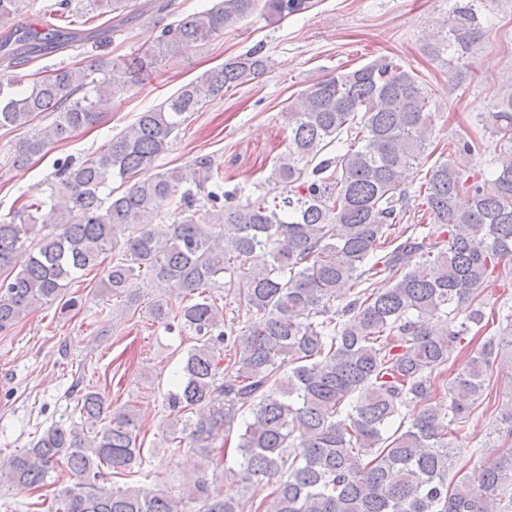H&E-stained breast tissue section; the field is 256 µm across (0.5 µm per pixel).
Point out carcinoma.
Returning a JSON list of instances; mask_svg holds the SVG:
<instances>
[{
	"label": "carcinoma",
	"instance_id": "obj_1",
	"mask_svg": "<svg viewBox=\"0 0 512 512\" xmlns=\"http://www.w3.org/2000/svg\"><path fill=\"white\" fill-rule=\"evenodd\" d=\"M135 5L58 0L53 18H106L86 33L21 26L30 0H0V128L54 115L14 165L95 126L125 91L111 72L134 85L244 18L279 22L314 3L217 0L134 55L60 67L19 89L17 67L110 32ZM478 37L472 9L457 8L448 46L467 51ZM267 68L253 49L204 72L103 150L59 165L47 200L0 215V332L63 296L109 253L102 291L130 306L145 288L182 289L179 302L156 300L149 310L196 340L167 396L171 412L187 415L196 470L177 492L107 486L106 472L142 465L140 426L132 409L114 410L88 388L83 423L51 426L13 454L0 488L35 490L61 468L73 483L54 512H512V417L483 461L448 487L460 448L450 425L469 417L501 349L512 355V306L499 315L497 338L485 312V284L512 257V86L480 114L499 137L489 173L467 176L436 160L415 189L417 214L406 182L427 157L432 112L414 74L389 57L321 79L288 106V143L271 170L282 192L271 201L224 190L207 157L156 170L190 113ZM48 202L57 224L43 234L38 213ZM258 250L270 257L260 267L249 263ZM219 283L245 318L235 334L207 293ZM469 335L485 340L450 379L448 351ZM410 405L418 412L407 424ZM233 435L242 496L220 497L210 489L214 451ZM264 482L271 500L256 503Z\"/></svg>",
	"mask_w": 512,
	"mask_h": 512
}]
</instances>
